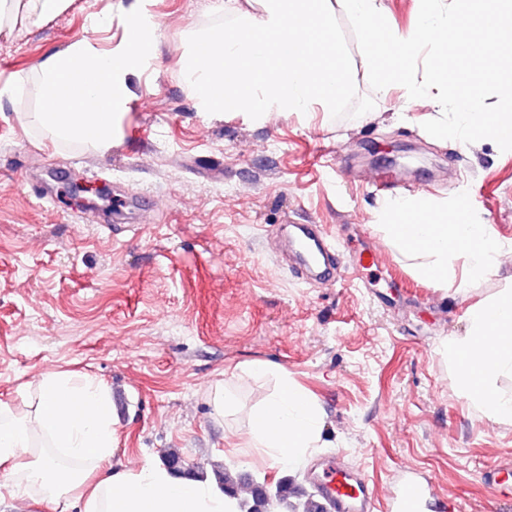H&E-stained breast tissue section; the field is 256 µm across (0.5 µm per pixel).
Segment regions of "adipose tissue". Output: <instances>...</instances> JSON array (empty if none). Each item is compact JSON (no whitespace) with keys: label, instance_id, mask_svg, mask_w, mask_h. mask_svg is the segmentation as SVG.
<instances>
[{"label":"adipose tissue","instance_id":"1","mask_svg":"<svg viewBox=\"0 0 512 512\" xmlns=\"http://www.w3.org/2000/svg\"><path fill=\"white\" fill-rule=\"evenodd\" d=\"M145 49L143 33L126 34L118 51L86 41L41 63L33 72L41 98L34 119L65 140L109 146L112 112L127 96L126 76ZM433 205L418 198L385 200L381 229L419 275L448 286V258L467 257L459 288L491 274L505 254L487 224L432 219ZM410 216L407 224L398 223ZM457 365L469 402L487 416L512 419V393L498 383L512 378V289L474 307L464 335L442 344ZM249 450L279 465L304 460L321 438V413L290 378L250 415ZM112 401L106 387L70 371L40 374L28 415L0 402V476L14 496L40 499L55 512H237L234 500L207 479H180L146 462L112 466Z\"/></svg>","mask_w":512,"mask_h":512}]
</instances>
